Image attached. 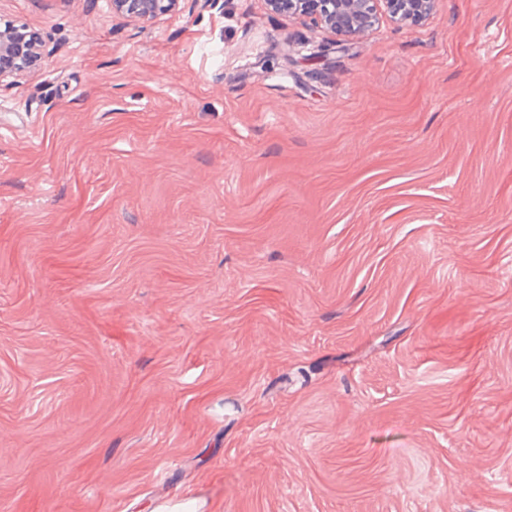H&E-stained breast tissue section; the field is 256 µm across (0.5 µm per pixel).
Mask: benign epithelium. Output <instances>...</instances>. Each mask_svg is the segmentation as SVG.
Instances as JSON below:
<instances>
[{
	"mask_svg": "<svg viewBox=\"0 0 512 512\" xmlns=\"http://www.w3.org/2000/svg\"><path fill=\"white\" fill-rule=\"evenodd\" d=\"M112 11L138 21L173 12L179 0H111ZM271 10L307 18L344 40L371 31L387 15L398 25L424 21L437 0H266ZM40 42L13 24L0 30V82L35 65L41 59Z\"/></svg>",
	"mask_w": 512,
	"mask_h": 512,
	"instance_id": "7a95c632",
	"label": "benign epithelium"
}]
</instances>
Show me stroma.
<instances>
[{
	"mask_svg": "<svg viewBox=\"0 0 512 512\" xmlns=\"http://www.w3.org/2000/svg\"><path fill=\"white\" fill-rule=\"evenodd\" d=\"M0 20V512H512V0ZM437 0H266L271 10L307 18L343 40L364 36L384 13L398 25L424 21ZM40 42L15 24L0 30V82L35 65L41 59Z\"/></svg>",
	"mask_w": 512,
	"mask_h": 512,
	"instance_id": "35a3bbf8",
	"label": "stroma"
}]
</instances>
